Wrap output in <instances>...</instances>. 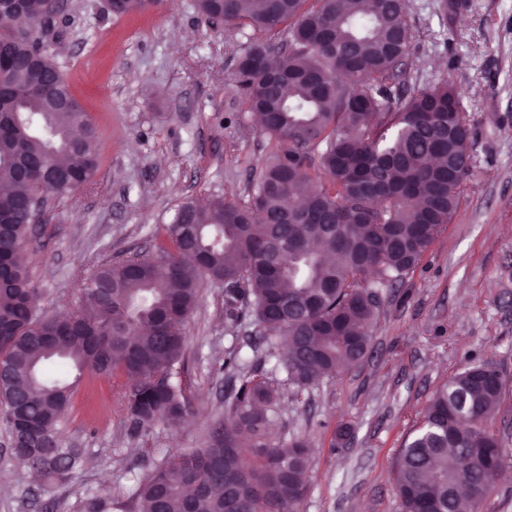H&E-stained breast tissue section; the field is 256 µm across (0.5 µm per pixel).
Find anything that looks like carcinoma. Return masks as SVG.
<instances>
[{
	"label": "carcinoma",
	"mask_w": 512,
	"mask_h": 512,
	"mask_svg": "<svg viewBox=\"0 0 512 512\" xmlns=\"http://www.w3.org/2000/svg\"><path fill=\"white\" fill-rule=\"evenodd\" d=\"M152 0H117L116 17ZM198 12L254 37L237 66L247 111L274 151L248 199L213 198L174 213L169 243L127 260H93L54 314L41 313L21 261L30 219L22 202L59 199L92 182L98 133L59 71L46 31L0 21V407L14 453L50 487L65 486L83 451L60 443L84 369L113 380L139 431L179 424L190 402L180 377L184 326L207 280L224 283V320L257 327L252 351L275 355L285 377L239 371L224 422L206 448L166 461L136 485L135 512H246L263 493L299 512L313 452L303 438L268 437L269 408L285 386L306 389L360 365L372 346L380 287L402 281L449 223L476 166L463 96L442 80L403 92L412 29L405 0H195ZM458 164L448 180V162ZM259 211L264 221L253 220ZM167 270L170 286L158 285ZM112 285L115 297L97 293ZM491 363L448 378L407 435L394 464L402 512H460L496 483L508 451L489 427L503 387ZM251 455L228 453L220 434Z\"/></svg>",
	"instance_id": "cac0c4a2"
}]
</instances>
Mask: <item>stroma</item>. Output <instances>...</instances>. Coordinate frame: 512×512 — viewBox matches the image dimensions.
<instances>
[{
  "instance_id": "stroma-1",
  "label": "stroma",
  "mask_w": 512,
  "mask_h": 512,
  "mask_svg": "<svg viewBox=\"0 0 512 512\" xmlns=\"http://www.w3.org/2000/svg\"><path fill=\"white\" fill-rule=\"evenodd\" d=\"M408 0L413 28L405 85L451 81L472 120L477 166L449 224L402 282L380 289L373 353L358 368L288 389L274 405L273 441L306 437L313 450L299 512H402L393 462L434 391L465 366L503 374L491 428L512 452V0ZM49 29L54 60L100 134L93 185L34 225L26 246L39 305L70 297L77 268L118 260L162 240L180 203L245 196L273 147L233 82L250 30L213 24L194 0L113 16L107 0H69ZM250 327L224 324V287L205 282L186 325L179 426L133 431L108 378L87 375L60 426L83 449L75 480H32L0 415V512H82L102 494L107 512H134L143 476L174 454L206 447L235 384L224 353L242 345L250 369L280 378L277 360L244 348Z\"/></svg>"
}]
</instances>
